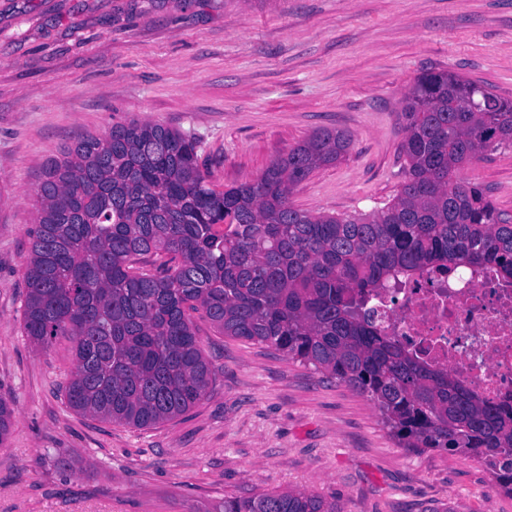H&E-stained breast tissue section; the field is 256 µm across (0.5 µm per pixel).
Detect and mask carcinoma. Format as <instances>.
<instances>
[{"instance_id":"1","label":"carcinoma","mask_w":512,"mask_h":512,"mask_svg":"<svg viewBox=\"0 0 512 512\" xmlns=\"http://www.w3.org/2000/svg\"><path fill=\"white\" fill-rule=\"evenodd\" d=\"M405 181L370 216L289 202L351 138L322 129L253 183L220 189L195 141L130 121L64 146L46 166L26 269L23 330L71 343L70 408L137 429L199 403L211 381L194 314L371 396L405 448L484 461L512 496V409L464 390L377 327L371 288L426 268L495 265L512 278V219L459 170L512 148V100L447 71L404 96ZM13 409L0 397V444ZM214 512H342L302 491L226 499Z\"/></svg>"}]
</instances>
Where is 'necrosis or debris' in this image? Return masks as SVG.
Wrapping results in <instances>:
<instances>
[{
	"instance_id": "obj_1",
	"label": "necrosis or debris",
	"mask_w": 512,
	"mask_h": 512,
	"mask_svg": "<svg viewBox=\"0 0 512 512\" xmlns=\"http://www.w3.org/2000/svg\"><path fill=\"white\" fill-rule=\"evenodd\" d=\"M367 307L416 358L448 368L470 392L512 404V280L495 266L427 270L373 289Z\"/></svg>"
}]
</instances>
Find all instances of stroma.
I'll list each match as a JSON object with an SVG mask.
<instances>
[{
	"mask_svg": "<svg viewBox=\"0 0 512 512\" xmlns=\"http://www.w3.org/2000/svg\"><path fill=\"white\" fill-rule=\"evenodd\" d=\"M431 69L512 99V0H0V512H212L288 490L342 512H512L484 462L400 447L369 396L206 320L207 396L149 429L73 411L69 342L38 351L23 332L35 194L76 137L162 124L224 187L341 130L348 155L290 200L370 215L404 179L402 100ZM459 176L512 217V149Z\"/></svg>",
	"mask_w": 512,
	"mask_h": 512,
	"instance_id": "stroma-1",
	"label": "stroma"
}]
</instances>
